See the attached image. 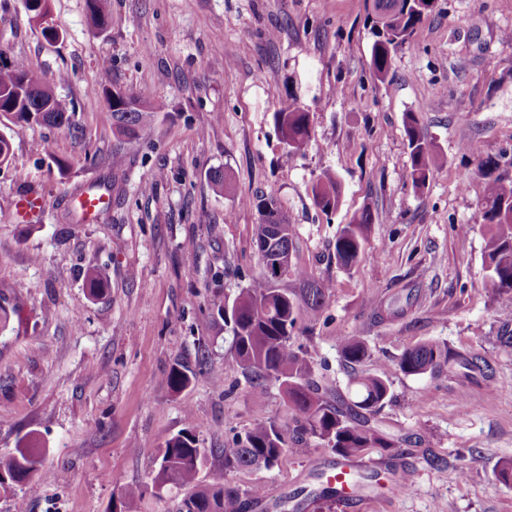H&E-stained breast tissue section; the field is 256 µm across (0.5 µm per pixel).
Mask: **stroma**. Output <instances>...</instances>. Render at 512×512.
<instances>
[{
	"instance_id": "stroma-1",
	"label": "stroma",
	"mask_w": 512,
	"mask_h": 512,
	"mask_svg": "<svg viewBox=\"0 0 512 512\" xmlns=\"http://www.w3.org/2000/svg\"><path fill=\"white\" fill-rule=\"evenodd\" d=\"M105 29L87 0H51L60 32L46 40L22 0H0V66L25 61L55 89L74 128L8 133L0 166V297L15 313L0 330V456L26 440L43 451L33 487L0 492V512H175L186 488L155 489L168 439L188 429L220 448L261 422L292 427L285 391L249 389L216 314L259 271L257 204L275 193L295 227L293 260L333 285L314 329L318 361L338 387V339L359 334L364 371H390L388 430L442 458H378L364 499L326 501L314 463L336 456L315 439L289 442L273 468L202 480L269 503L247 512H512L494 476L512 459V304L485 284L481 159L512 178V0H438L372 77V0H108ZM143 95L155 114L140 139L112 125L104 90ZM297 97L311 140L281 144L273 114ZM417 113L443 159L425 188L408 177L405 113ZM331 170L340 204L326 214L309 187ZM227 175L219 193L209 174ZM105 202L83 220L73 199ZM41 199L19 209L21 194ZM375 222L367 256L337 264V230L363 208ZM108 280L90 296L85 274ZM437 341L484 357L490 377L408 376L401 354ZM193 373L183 389L170 369ZM407 480L393 494L392 479ZM144 493L121 498L127 486Z\"/></svg>"
}]
</instances>
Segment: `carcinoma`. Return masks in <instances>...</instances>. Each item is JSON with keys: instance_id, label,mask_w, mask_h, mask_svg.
<instances>
[{"instance_id": "1", "label": "carcinoma", "mask_w": 512, "mask_h": 512, "mask_svg": "<svg viewBox=\"0 0 512 512\" xmlns=\"http://www.w3.org/2000/svg\"><path fill=\"white\" fill-rule=\"evenodd\" d=\"M436 8V0H373L374 17L370 67L374 76L387 78L396 52L412 37L417 27ZM0 99L12 108L0 112L7 128L23 129L34 123L61 127L73 123L51 85L24 61L0 67ZM123 108L112 111V125L118 134L136 138L147 131L153 113L147 111L142 96L134 91H121ZM274 125L281 143L290 151L305 148L311 138L309 113L296 100L274 113ZM413 188L425 187L433 170L440 165L427 143L419 117L414 112L404 116ZM488 179L481 202L485 228L484 270L487 284L500 297L512 299V179L492 176L497 163L482 161ZM314 204L324 212L337 209L342 185L331 171H323L310 186ZM261 218L254 225L253 242L260 263L284 259L285 272L293 273L300 287H280L281 279L265 271L251 278L231 304L221 305L218 315L230 332V359L242 369L249 386L262 391L271 381L279 383L288 396L294 413L292 438H314L342 459L375 451L382 456L406 455L402 445L407 437H397L383 430L377 416L392 401L391 383L384 370L368 373L357 370L370 357L360 336L338 339L341 362L351 369L346 392L330 395L324 374L312 369L315 354L310 346L296 342V335L313 331L321 317L332 285L311 278L293 263L294 228L278 208L273 196L260 200ZM374 216L365 208L352 216L336 235V263L350 267L367 256L366 244ZM282 224L285 235L274 239L268 225ZM86 282L92 296L103 293L106 282L102 274L91 269ZM406 375L432 377L450 375L460 369L482 374L489 370L486 360L477 355L456 351L433 341L420 343L403 352L397 363ZM190 382L187 370L174 366L168 374L171 388L181 390ZM283 431L274 423H261L243 435L224 441L222 448H201L195 435L185 430L171 437L160 456L153 486L161 488L174 483L189 486L192 492L177 505L176 512H246L247 500L238 488L228 484H205L198 474L211 457L224 460V472L254 466L267 469L278 464L285 453ZM41 452L30 444L0 457V490L29 485L40 464Z\"/></svg>"}]
</instances>
